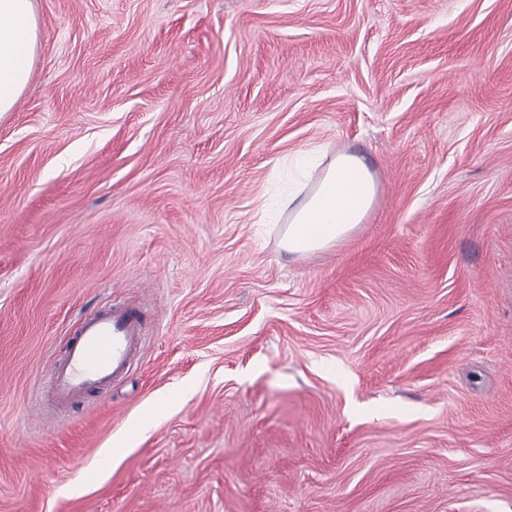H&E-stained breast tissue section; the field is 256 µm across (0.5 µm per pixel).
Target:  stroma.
I'll return each mask as SVG.
<instances>
[{
	"instance_id": "35a3bbf8",
	"label": "stroma",
	"mask_w": 512,
	"mask_h": 512,
	"mask_svg": "<svg viewBox=\"0 0 512 512\" xmlns=\"http://www.w3.org/2000/svg\"><path fill=\"white\" fill-rule=\"evenodd\" d=\"M35 5L0 116V512H512V0ZM313 145L378 193L294 257L256 205ZM111 300L140 362L52 411Z\"/></svg>"
}]
</instances>
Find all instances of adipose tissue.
Segmentation results:
<instances>
[{
	"mask_svg": "<svg viewBox=\"0 0 512 512\" xmlns=\"http://www.w3.org/2000/svg\"><path fill=\"white\" fill-rule=\"evenodd\" d=\"M38 38L35 0H0V115L11 111L26 88ZM296 178L275 199H260L259 223L286 221L281 245L304 256L345 239L364 223L377 196L369 166L357 155L340 152L326 158L313 146L286 157ZM320 170L312 178V170Z\"/></svg>",
	"mask_w": 512,
	"mask_h": 512,
	"instance_id": "1",
	"label": "adipose tissue"
}]
</instances>
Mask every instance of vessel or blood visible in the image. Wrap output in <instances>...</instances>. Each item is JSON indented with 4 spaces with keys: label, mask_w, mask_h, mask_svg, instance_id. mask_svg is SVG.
Returning a JSON list of instances; mask_svg holds the SVG:
<instances>
[{
    "label": "vessel or blood",
    "mask_w": 512,
    "mask_h": 512,
    "mask_svg": "<svg viewBox=\"0 0 512 512\" xmlns=\"http://www.w3.org/2000/svg\"><path fill=\"white\" fill-rule=\"evenodd\" d=\"M143 344V315L128 303L80 316L47 384L53 403L67 408L121 382L140 359Z\"/></svg>",
    "instance_id": "vessel-or-blood-1"
}]
</instances>
